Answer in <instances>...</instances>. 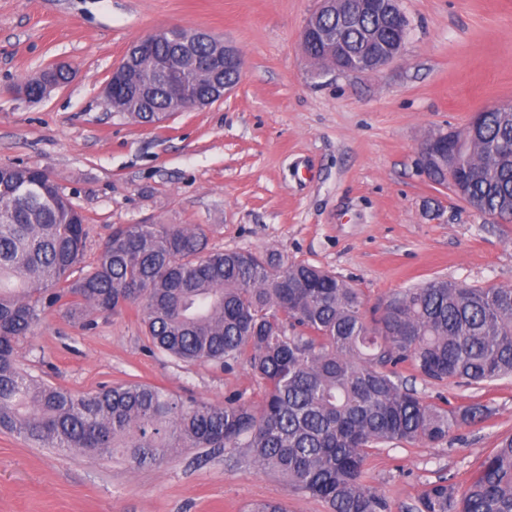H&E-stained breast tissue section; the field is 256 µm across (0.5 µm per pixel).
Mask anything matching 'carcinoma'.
<instances>
[{"label":"carcinoma","instance_id":"cac0c4a2","mask_svg":"<svg viewBox=\"0 0 512 512\" xmlns=\"http://www.w3.org/2000/svg\"><path fill=\"white\" fill-rule=\"evenodd\" d=\"M372 29L392 37L379 13L347 32L364 45ZM56 71L33 91L68 82ZM167 107L162 95L148 105ZM141 101L123 114L153 119ZM462 185L442 177L475 210L512 211V112H485L476 133H458ZM83 215L42 170L0 165V431L40 448L111 456L138 465L178 448L247 450V459L329 512H386L364 482L369 452L387 443L435 444L461 423L490 415L476 403H428L400 380L409 362L433 380L478 385L512 376V288L434 279L392 294L379 318L342 277L277 252L211 250L204 229L126 224L112 229L94 265H83ZM80 317L89 306H135L154 349L182 362L231 370L244 362L259 400L186 401L133 382L74 395L16 362L15 344L45 310ZM247 512H287L259 500ZM417 512H512V435L487 454L463 492L440 479Z\"/></svg>","mask_w":512,"mask_h":512}]
</instances>
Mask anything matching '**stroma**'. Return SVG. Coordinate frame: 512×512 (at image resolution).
Instances as JSON below:
<instances>
[{"instance_id":"stroma-1","label":"stroma","mask_w":512,"mask_h":512,"mask_svg":"<svg viewBox=\"0 0 512 512\" xmlns=\"http://www.w3.org/2000/svg\"><path fill=\"white\" fill-rule=\"evenodd\" d=\"M403 51L374 72L322 75L301 31L320 0H0V165L45 171L84 217L93 264L116 224L203 228L210 248L275 251L343 277L375 307L445 279L512 287V221L475 212L419 166L429 137L512 101V0H400ZM178 26L236 47L234 90L204 110L147 125L102 90L133 42ZM62 64L68 83L31 102L17 87ZM46 310L16 346L22 368L75 394L146 382L185 399L257 400L245 365L227 371L156 351L141 314ZM407 387L484 421L436 445L390 443L365 482L388 512H416L438 477L464 489L512 435V377L480 387L400 369ZM328 512L251 465L244 449L188 448L139 466L38 448L0 433V512H244L255 500Z\"/></svg>"}]
</instances>
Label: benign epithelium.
<instances>
[{
    "label": "benign epithelium",
    "mask_w": 512,
    "mask_h": 512,
    "mask_svg": "<svg viewBox=\"0 0 512 512\" xmlns=\"http://www.w3.org/2000/svg\"><path fill=\"white\" fill-rule=\"evenodd\" d=\"M336 9L338 26L336 29H323L317 24V17H311L302 31V44L308 58H314V48L326 50L324 68L320 73L330 72L354 74L376 71L397 57L405 43L408 22L398 11L396 16L402 22L400 36L386 43L379 42L377 35L368 31L365 40L369 49L361 54L348 52L340 38L341 30L354 25L360 16L370 9V0H323L322 10ZM165 36L176 46V53L163 61H153L150 57V42L133 44L121 62L112 68V79L105 85L107 102H112L115 92L122 86H130L153 92H165L171 103L168 111L182 112L192 108H205L224 98L233 88L232 83H220V76L226 69H241V56L232 45L220 43L208 34L198 31L196 36L210 41L214 51L205 60L199 59L186 48L184 30L174 29ZM454 133L446 132L428 138L420 150V162L428 175L438 170L432 165L436 158L448 159V167L442 174H454L459 170L457 155L444 149L445 143L453 139Z\"/></svg>",
    "instance_id": "benign-epithelium-1"
}]
</instances>
